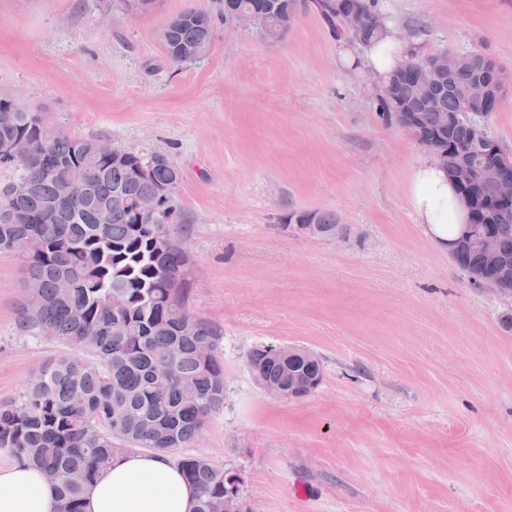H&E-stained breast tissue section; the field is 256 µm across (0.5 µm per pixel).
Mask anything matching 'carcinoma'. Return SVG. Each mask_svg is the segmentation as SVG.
Masks as SVG:
<instances>
[{"instance_id": "obj_1", "label": "carcinoma", "mask_w": 512, "mask_h": 512, "mask_svg": "<svg viewBox=\"0 0 512 512\" xmlns=\"http://www.w3.org/2000/svg\"><path fill=\"white\" fill-rule=\"evenodd\" d=\"M304 0H224V25L243 15L266 41L281 39L299 17ZM337 37H348L343 15L355 10L371 27L361 44L381 37L372 24L382 14L378 0H309ZM167 24L163 45L174 66L198 59L209 50L215 28L210 12L190 7ZM453 67L434 79L428 94L413 78L426 58L410 56L388 76L395 99L379 104L394 123L403 106L415 113L424 136L448 124L444 168L485 162L475 138L474 115L461 111L470 83L482 76L484 54L447 53ZM21 143L18 160H0V253L19 257L26 282L38 286L35 310L19 304L17 325L28 336L78 345L87 357H62L45 364L16 400L0 403V448L41 472L56 485L57 512H81L86 487L112 457L131 448L169 454L188 446L205 420L224 407V365L219 360L221 330L187 307L189 256L167 253L168 234H186L188 218L176 194L163 201L161 223L141 219L134 208L144 196L180 183L178 167L159 153L128 151L112 158L99 151L101 139L73 137L46 120L42 112L0 108V140ZM79 166L90 186L92 204L72 210L67 194L71 169ZM135 169L146 173L131 176ZM31 183V196L12 200L8 189L18 180ZM309 216L323 237L342 228L336 214L295 211L285 223ZM495 237L500 260L512 265V210H498L490 223L459 235L453 262L464 274L476 273L478 288H496L512 296V283L497 281L479 243ZM71 288H57L59 279ZM125 300L112 310V296ZM272 346L246 356L252 376L310 392L322 379V363L295 346L283 359ZM196 492V512H226L224 497L231 469L202 456L177 460Z\"/></svg>"}]
</instances>
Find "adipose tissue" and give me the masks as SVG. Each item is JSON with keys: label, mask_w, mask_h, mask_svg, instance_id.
I'll list each match as a JSON object with an SVG mask.
<instances>
[{"label": "adipose tissue", "mask_w": 512, "mask_h": 512, "mask_svg": "<svg viewBox=\"0 0 512 512\" xmlns=\"http://www.w3.org/2000/svg\"><path fill=\"white\" fill-rule=\"evenodd\" d=\"M410 45L395 33L350 52L341 59L355 63L375 81H386ZM409 207L418 224L441 250L454 248L469 221L468 210L445 168L432 158L415 165L407 188ZM195 490L170 456L126 451L116 455L88 486L83 512H193ZM57 490L37 469L0 450V512H55Z\"/></svg>", "instance_id": "adipose-tissue-1"}]
</instances>
